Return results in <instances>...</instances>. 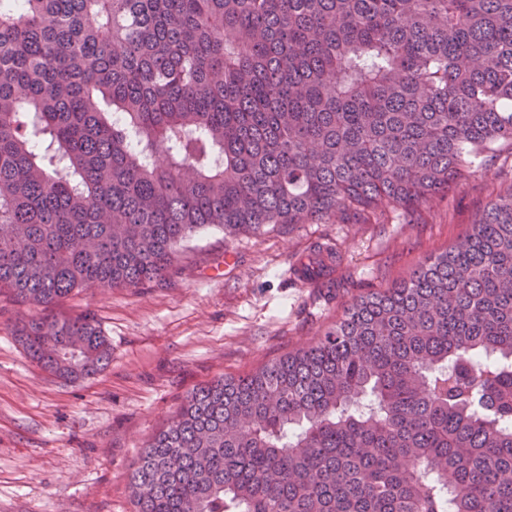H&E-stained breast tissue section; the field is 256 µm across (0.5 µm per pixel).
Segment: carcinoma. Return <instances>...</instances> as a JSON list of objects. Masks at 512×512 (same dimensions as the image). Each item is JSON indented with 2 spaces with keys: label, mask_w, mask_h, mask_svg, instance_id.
<instances>
[{
  "label": "carcinoma",
  "mask_w": 512,
  "mask_h": 512,
  "mask_svg": "<svg viewBox=\"0 0 512 512\" xmlns=\"http://www.w3.org/2000/svg\"><path fill=\"white\" fill-rule=\"evenodd\" d=\"M512 147V0H0V296L77 381L88 286L205 228L414 213ZM136 512H512V185L310 346L193 389Z\"/></svg>",
  "instance_id": "1"
}]
</instances>
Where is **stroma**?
Masks as SVG:
<instances>
[{"label": "stroma", "instance_id": "1", "mask_svg": "<svg viewBox=\"0 0 512 512\" xmlns=\"http://www.w3.org/2000/svg\"><path fill=\"white\" fill-rule=\"evenodd\" d=\"M510 185L505 153L413 218L283 224L229 238L203 230L165 284L84 288L54 307L93 315L110 344V364L86 380L40 369L12 334L20 308L0 297V512H135L129 468L189 392L310 346L354 296L462 239ZM318 244L341 252L329 288L290 274Z\"/></svg>", "mask_w": 512, "mask_h": 512}]
</instances>
